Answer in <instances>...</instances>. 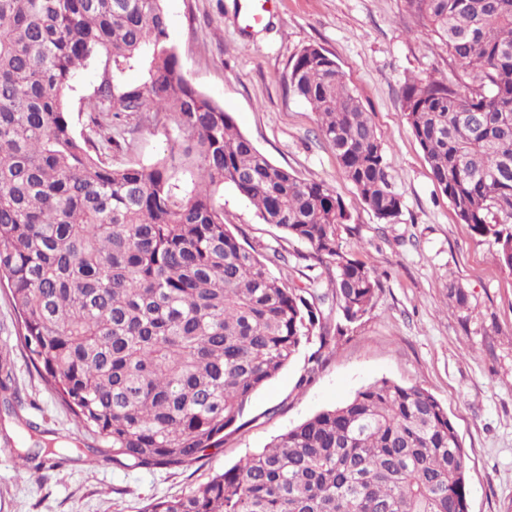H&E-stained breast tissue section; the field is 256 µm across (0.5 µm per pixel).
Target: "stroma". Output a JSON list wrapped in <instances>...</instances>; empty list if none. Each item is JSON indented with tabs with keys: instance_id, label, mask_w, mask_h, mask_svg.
I'll use <instances>...</instances> for the list:
<instances>
[{
	"instance_id": "35a3bbf8",
	"label": "stroma",
	"mask_w": 512,
	"mask_h": 512,
	"mask_svg": "<svg viewBox=\"0 0 512 512\" xmlns=\"http://www.w3.org/2000/svg\"><path fill=\"white\" fill-rule=\"evenodd\" d=\"M249 2L165 0L170 41L190 82L261 151L341 197L350 216L340 233L344 249L382 276L375 306L311 385H298L305 347L252 397L245 426L223 447L183 468L149 469L93 457L96 440L30 363L11 297L0 288V352L9 355L14 377L12 394L0 402V512H143L153 500L190 493L380 379L421 386L447 408L467 454L469 512H512V271L458 221L403 115L405 82L448 80L454 64L422 33L407 0H268L252 27L244 21ZM308 45L334 56L372 117L402 198L395 223L367 208L319 136L315 112L288 88L289 65ZM124 123L131 132L113 163L148 165L168 154L165 127L146 116ZM224 211L246 247L308 250L279 241L278 230L229 187ZM452 283L466 292V306L449 297ZM30 449L43 450L41 467L22 463Z\"/></svg>"
}]
</instances>
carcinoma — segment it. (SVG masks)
Returning <instances> with one entry per match:
<instances>
[{
	"label": "carcinoma",
	"instance_id": "cac0c4a2",
	"mask_svg": "<svg viewBox=\"0 0 512 512\" xmlns=\"http://www.w3.org/2000/svg\"><path fill=\"white\" fill-rule=\"evenodd\" d=\"M459 74L408 81L406 122L457 218L512 271V0H408ZM99 116L153 113L176 148L116 166L121 129L96 143L67 94L87 61ZM139 66L145 80L116 77ZM289 86L318 117L343 176L387 224L399 216L370 115L323 48L304 47ZM232 187L296 258L328 271L286 283L224 218ZM344 205L325 183L272 162L184 76L164 0H0V283L19 338L61 404L116 464L185 467L242 427L247 404L314 347L318 374L382 283L345 250ZM466 454L426 389L381 379L275 437L190 494L143 512H468Z\"/></svg>",
	"mask_w": 512,
	"mask_h": 512
}]
</instances>
